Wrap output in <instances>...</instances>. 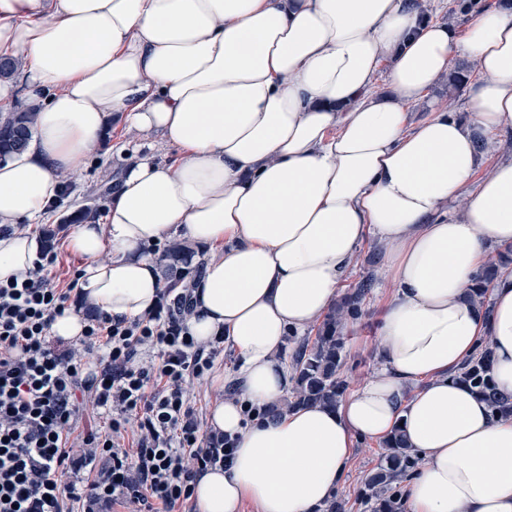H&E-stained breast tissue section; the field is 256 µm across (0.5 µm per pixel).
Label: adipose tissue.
Returning <instances> with one entry per match:
<instances>
[{
	"label": "adipose tissue",
	"instance_id": "1",
	"mask_svg": "<svg viewBox=\"0 0 512 512\" xmlns=\"http://www.w3.org/2000/svg\"><path fill=\"white\" fill-rule=\"evenodd\" d=\"M460 53L481 74L468 122L439 107L410 124ZM0 56L23 61L0 107L36 112L26 151L0 163V280L39 262L23 225L86 169L109 116L180 150L169 164L137 146L105 223L66 247L85 305L128 320L156 302L152 245L180 234L207 251L189 331L223 336L241 365L238 395L208 415L234 454L196 481L197 512H320L356 438L396 432L422 460L406 512H512V417L456 378L486 339L512 394V274L490 314L469 298L489 246L512 245V159L475 177L477 137L512 132V8L474 11L460 35L417 0H0ZM385 60L388 92L369 96ZM370 236L396 287L378 370L337 407H282L285 336L336 301ZM245 400L279 410L248 422Z\"/></svg>",
	"mask_w": 512,
	"mask_h": 512
}]
</instances>
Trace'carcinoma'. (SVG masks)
I'll return each instance as SVG.
<instances>
[{"mask_svg": "<svg viewBox=\"0 0 512 512\" xmlns=\"http://www.w3.org/2000/svg\"><path fill=\"white\" fill-rule=\"evenodd\" d=\"M34 126V113H0V162L20 154L26 147ZM194 254L178 244L170 246L161 257L167 287L176 288L193 266ZM512 264V247L499 253L496 263L482 267L475 276L470 299L484 312H490L486 299L490 286L501 276V270ZM371 288V278H361L352 291L344 294L325 314L314 337H305L292 357L294 388L288 406L320 403L336 407L346 395L341 373L344 366L343 331L358 319ZM492 350L483 341L472 358L457 372L456 378L470 386L488 404L495 415L512 416V396L498 391L491 376ZM380 463L363 482L358 498L373 504L372 512H402L401 496L396 487L417 464L399 433L382 441Z\"/></svg>", "mask_w": 512, "mask_h": 512, "instance_id": "1", "label": "carcinoma"}]
</instances>
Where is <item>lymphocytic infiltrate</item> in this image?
Segmentation results:
<instances>
[{"label":"lymphocytic infiltrate","mask_w":512,"mask_h":512,"mask_svg":"<svg viewBox=\"0 0 512 512\" xmlns=\"http://www.w3.org/2000/svg\"><path fill=\"white\" fill-rule=\"evenodd\" d=\"M54 262L43 253L27 278L0 281V512H110L117 504L174 512L190 500L197 477L224 465L234 448L224 433H201L187 396L189 383L213 368L220 343L191 336L189 291L163 288L142 317L102 314L86 325L80 346L100 340L104 349L99 370L85 372L79 347L51 339L69 299L49 274ZM86 395L109 431H88L76 448L63 430ZM132 417L140 435L130 452L120 439ZM100 458L107 467L83 482Z\"/></svg>","instance_id":"obj_1"}]
</instances>
